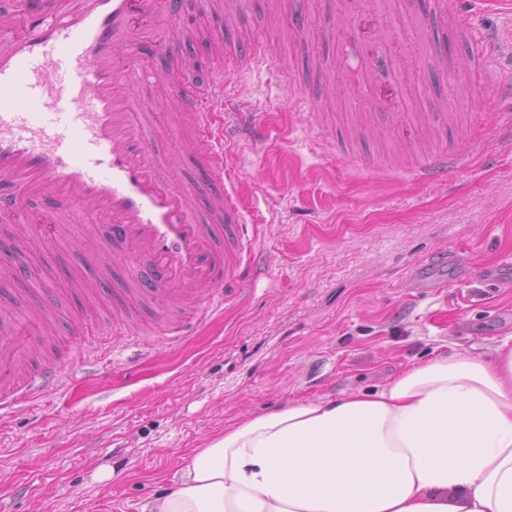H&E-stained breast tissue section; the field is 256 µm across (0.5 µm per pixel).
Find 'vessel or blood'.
Listing matches in <instances>:
<instances>
[{
  "instance_id": "vessel-or-blood-1",
  "label": "vessel or blood",
  "mask_w": 512,
  "mask_h": 512,
  "mask_svg": "<svg viewBox=\"0 0 512 512\" xmlns=\"http://www.w3.org/2000/svg\"><path fill=\"white\" fill-rule=\"evenodd\" d=\"M452 18L475 47L477 65L492 72L480 32L463 12ZM182 19V0H39L18 24L0 25V211L16 215L36 202L56 217L96 213L121 271L115 278L99 272L112 280L113 306L134 331L140 303L153 300L155 332L172 344L199 312L223 309L225 288L250 275L252 248L240 183L215 145L228 99L222 67L193 95L162 90L183 101L172 121L187 125L203 180L166 177L144 132L142 119L153 116L158 99L140 95L153 74L137 61L165 53ZM458 161L433 152L414 175L444 181ZM172 301L186 304L187 314L167 318ZM34 335L32 319L0 312V403L57 386L54 362L22 370Z\"/></svg>"
}]
</instances>
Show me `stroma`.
I'll list each match as a JSON object with an SVG mask.
<instances>
[{"instance_id":"stroma-1","label":"stroma","mask_w":512,"mask_h":512,"mask_svg":"<svg viewBox=\"0 0 512 512\" xmlns=\"http://www.w3.org/2000/svg\"><path fill=\"white\" fill-rule=\"evenodd\" d=\"M304 2L301 29L287 0H223L204 18L199 0H184L185 35L149 65L157 85L196 91L190 50L207 45L206 65L223 63L228 26L280 64L224 75L230 99L268 129L258 142L240 129L224 148L254 208V272L178 344L113 335L118 313L99 296L108 282L85 284L112 261L92 213L59 219L40 248L21 253L14 238L39 205L25 221L0 218V272L28 271L22 307L43 314V296L55 294L54 332L42 342L61 375L47 396L0 404V512H141L171 488L184 452L247 418L375 392L441 355L512 346V288L487 276L501 267L512 279V149L498 137L512 98L478 90L470 66L441 80L436 53L462 59L471 49L430 0L412 16L400 0H368L414 51L393 97L371 99L367 21L345 4ZM462 7L512 75V14L501 2L448 0L449 11ZM292 88L312 97V111L294 106ZM178 109L161 100L150 137L170 178L195 180L201 169L168 119ZM426 150L468 162L450 183L422 182L412 170ZM93 308L99 350L82 366L67 355L70 323Z\"/></svg>"}]
</instances>
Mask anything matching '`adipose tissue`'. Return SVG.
Returning a JSON list of instances; mask_svg holds the SVG:
<instances>
[{
  "mask_svg": "<svg viewBox=\"0 0 512 512\" xmlns=\"http://www.w3.org/2000/svg\"><path fill=\"white\" fill-rule=\"evenodd\" d=\"M142 512H512V347L256 416Z\"/></svg>",
  "mask_w": 512,
  "mask_h": 512,
  "instance_id": "adipose-tissue-1",
  "label": "adipose tissue"
}]
</instances>
